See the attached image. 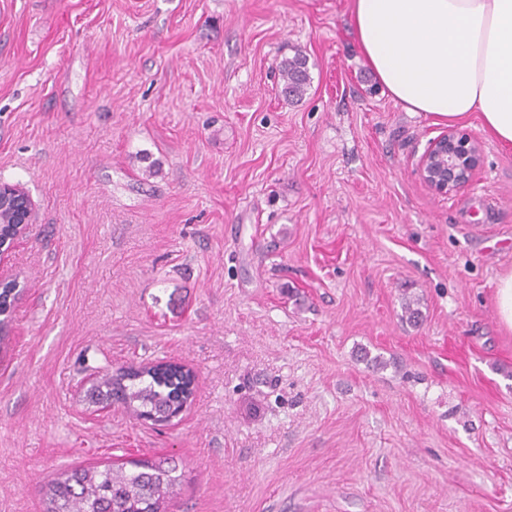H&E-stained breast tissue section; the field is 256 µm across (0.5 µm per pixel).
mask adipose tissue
I'll return each mask as SVG.
<instances>
[{"label":"adipose tissue","instance_id":"ef3b65f1","mask_svg":"<svg viewBox=\"0 0 512 512\" xmlns=\"http://www.w3.org/2000/svg\"><path fill=\"white\" fill-rule=\"evenodd\" d=\"M357 46L409 112L482 128L512 146V0H351Z\"/></svg>","mask_w":512,"mask_h":512}]
</instances>
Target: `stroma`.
Returning a JSON list of instances; mask_svg holds the SVG:
<instances>
[{
	"mask_svg": "<svg viewBox=\"0 0 512 512\" xmlns=\"http://www.w3.org/2000/svg\"><path fill=\"white\" fill-rule=\"evenodd\" d=\"M349 13L0 0V181L34 202L8 257L0 512L144 458L182 470L174 512H512V147L405 111ZM448 130L482 152L444 196L417 163ZM159 359L197 375L171 424L89 402V374ZM282 90L285 98H302L310 84V74L304 57L285 58L280 66ZM495 300L500 321L512 329V272L499 277Z\"/></svg>",
	"mask_w": 512,
	"mask_h": 512,
	"instance_id": "stroma-1",
	"label": "stroma"
}]
</instances>
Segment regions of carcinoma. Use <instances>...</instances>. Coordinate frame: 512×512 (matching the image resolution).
<instances>
[{
	"mask_svg": "<svg viewBox=\"0 0 512 512\" xmlns=\"http://www.w3.org/2000/svg\"><path fill=\"white\" fill-rule=\"evenodd\" d=\"M285 98H300L310 84L306 59L285 58L280 66ZM189 381L172 369L121 366L93 383V403L113 401L140 418L164 406H178ZM171 460H140L123 465L87 467L49 477L43 487L46 512H170L181 483Z\"/></svg>",
	"mask_w": 512,
	"mask_h": 512,
	"instance_id": "cac0c4a2",
	"label": "carcinoma"
}]
</instances>
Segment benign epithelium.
Wrapping results in <instances>:
<instances>
[{"instance_id":"1","label":"benign epithelium","mask_w":512,"mask_h":512,"mask_svg":"<svg viewBox=\"0 0 512 512\" xmlns=\"http://www.w3.org/2000/svg\"><path fill=\"white\" fill-rule=\"evenodd\" d=\"M482 145L477 140L446 133L435 138L421 155L417 172L421 180L438 194H450L475 177L476 162ZM9 210L11 235L0 238V259L9 253L15 241L25 234L33 201L18 184L0 182V212Z\"/></svg>"}]
</instances>
